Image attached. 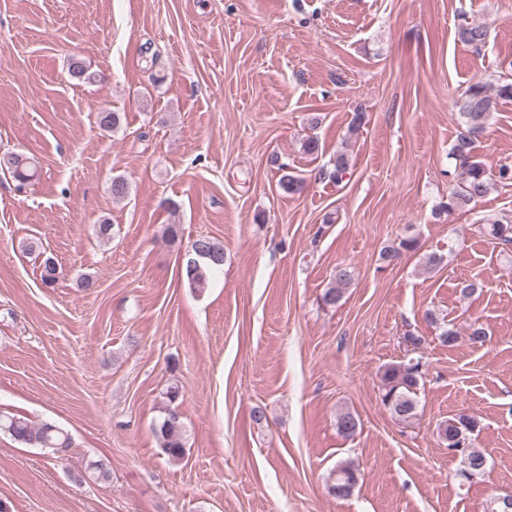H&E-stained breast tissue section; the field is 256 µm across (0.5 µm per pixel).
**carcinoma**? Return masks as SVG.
<instances>
[{
    "mask_svg": "<svg viewBox=\"0 0 512 512\" xmlns=\"http://www.w3.org/2000/svg\"><path fill=\"white\" fill-rule=\"evenodd\" d=\"M456 36L463 44L479 49L485 44L487 31L481 25L466 24L459 26ZM500 100H512V82L497 86L493 94L483 84H472L455 102L461 118V130L458 131L451 155L460 170L461 181L458 187L451 190L448 203L442 205L441 209H462L490 192L491 178L484 164L473 156L472 145L473 137L483 129ZM97 122L100 128L113 132L120 126L121 117L117 112L102 108L97 112ZM272 163L283 172L279 184L285 193L301 195L305 192L307 179L288 173V164L279 162L277 157L272 159ZM347 170L348 159L345 154L339 153L336 155L333 170L321 169L317 176L320 180L328 178L339 183ZM0 171L10 174L21 189L36 177L37 166L31 157L23 153L5 152L0 154ZM483 231L502 245H512V223L509 221L489 220L483 225ZM418 249V238L407 236L395 245L383 247L380 259L391 265ZM190 250L193 257L186 263L185 277L189 287L200 292L207 287L213 273L224 265V244L216 238L200 236L191 243ZM61 274L62 270L53 258L44 260L41 279L45 286H54ZM352 281L350 267L336 266L331 286L321 295L322 303L329 307L337 306ZM379 374L382 404L399 420H414L419 409L417 391L423 380L421 361L410 358L388 363L381 367ZM358 426L357 418L350 412H342L336 417L337 432L344 437L355 435ZM477 429V419L468 415L450 418L438 426V434L446 447L457 450L471 462L472 477L484 474L487 468L484 453L473 444L472 435ZM0 431L10 435L19 444L47 448L54 455H62L74 447L71 435L59 426L49 422L36 424L22 416L0 415ZM155 434L162 453L168 459L180 461L185 457L184 423L176 409L166 410L163 419L155 426ZM357 482L355 470L348 464H339L327 482V491L334 497H346L352 493Z\"/></svg>",
    "mask_w": 512,
    "mask_h": 512,
    "instance_id": "cac0c4a2",
    "label": "carcinoma"
}]
</instances>
